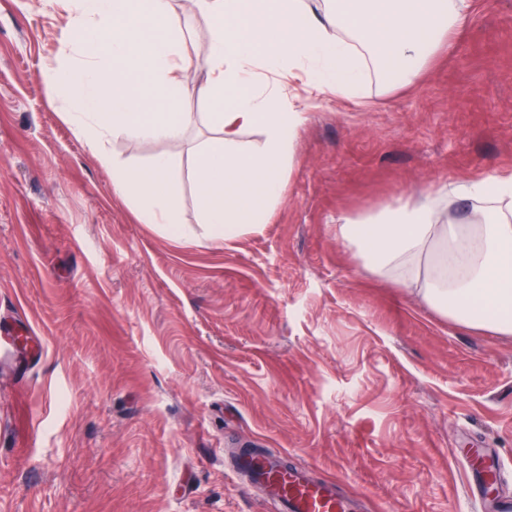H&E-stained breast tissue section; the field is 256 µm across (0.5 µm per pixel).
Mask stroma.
<instances>
[{
    "label": "stroma",
    "mask_w": 512,
    "mask_h": 512,
    "mask_svg": "<svg viewBox=\"0 0 512 512\" xmlns=\"http://www.w3.org/2000/svg\"><path fill=\"white\" fill-rule=\"evenodd\" d=\"M70 0H0V316L42 357L0 364V512H269L235 469L277 451L369 512H481L460 449L481 440L512 493V336L436 315L363 268L341 215L512 172V0H472L409 88L360 98L270 75L302 112L268 224L211 242L191 177L216 136L198 97L178 143L105 140L102 164L42 81L73 55ZM206 82L210 22L171 0ZM177 163L187 230L139 223L112 167Z\"/></svg>",
    "instance_id": "obj_1"
}]
</instances>
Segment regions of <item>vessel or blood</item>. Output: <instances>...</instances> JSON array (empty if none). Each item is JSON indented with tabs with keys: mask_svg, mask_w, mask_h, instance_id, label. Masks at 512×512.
Segmentation results:
<instances>
[{
	"mask_svg": "<svg viewBox=\"0 0 512 512\" xmlns=\"http://www.w3.org/2000/svg\"><path fill=\"white\" fill-rule=\"evenodd\" d=\"M0 336L18 343L25 356L36 355L38 345L32 336L18 333L15 320L0 318ZM237 467L244 472L249 485L262 492L276 512H357L360 500L344 490L339 481L313 480L303 465H285L280 453H252L240 457ZM500 476L498 459L482 449L471 458L468 488L475 500L493 495Z\"/></svg>",
	"mask_w": 512,
	"mask_h": 512,
	"instance_id": "1",
	"label": "vessel or blood"
}]
</instances>
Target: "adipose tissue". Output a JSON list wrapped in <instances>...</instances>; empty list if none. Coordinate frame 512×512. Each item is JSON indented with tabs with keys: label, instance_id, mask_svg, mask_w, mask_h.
Listing matches in <instances>:
<instances>
[{
	"label": "adipose tissue",
	"instance_id": "adipose-tissue-1",
	"mask_svg": "<svg viewBox=\"0 0 512 512\" xmlns=\"http://www.w3.org/2000/svg\"><path fill=\"white\" fill-rule=\"evenodd\" d=\"M210 23L205 85L189 88L182 38L165 31L169 0H72L77 57L43 72L47 87L96 157L106 137L175 141L184 135V98L209 105L222 137L196 152L192 177L210 239L231 242L268 223L302 119L282 92L256 89L257 70L299 71L339 99L358 97L366 68L389 83H416L470 10V0H190ZM261 128L251 147L241 129ZM113 188L140 223L183 237L173 158L148 169L112 168ZM475 199L466 223L452 224L449 197ZM337 233L361 264L409 290L438 315L468 328L512 336V173L490 174L381 212L340 217Z\"/></svg>",
	"mask_w": 512,
	"mask_h": 512
}]
</instances>
